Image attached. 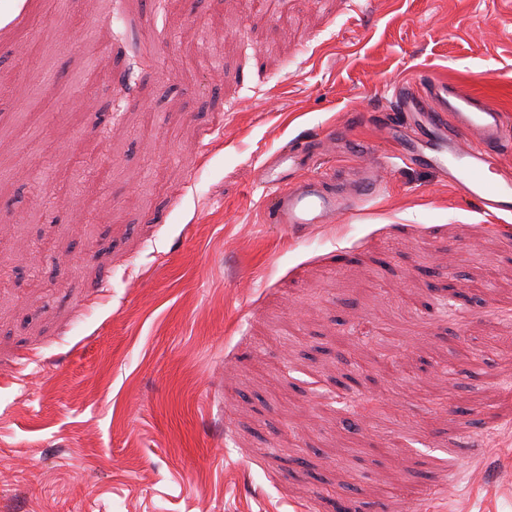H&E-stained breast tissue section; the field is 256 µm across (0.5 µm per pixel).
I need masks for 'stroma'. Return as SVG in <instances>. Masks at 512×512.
Returning <instances> with one entry per match:
<instances>
[{
	"mask_svg": "<svg viewBox=\"0 0 512 512\" xmlns=\"http://www.w3.org/2000/svg\"><path fill=\"white\" fill-rule=\"evenodd\" d=\"M110 9L0 0V512H512V214L403 164L292 230L261 184L395 151L429 74L512 122V0ZM335 143L336 148L341 146L351 153L366 154L368 152L367 145L356 139L350 130L345 127L328 129L325 132L323 146H327L334 151Z\"/></svg>",
	"mask_w": 512,
	"mask_h": 512,
	"instance_id": "35a3bbf8",
	"label": "stroma"
}]
</instances>
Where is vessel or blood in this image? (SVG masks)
<instances>
[{
  "label": "vessel or blood",
  "instance_id": "vessel-or-blood-1",
  "mask_svg": "<svg viewBox=\"0 0 512 512\" xmlns=\"http://www.w3.org/2000/svg\"><path fill=\"white\" fill-rule=\"evenodd\" d=\"M396 98V112L380 125L381 137L395 142L396 152L376 156L356 170L348 192L330 190L325 173L312 172L317 150L307 143L283 148L265 161L262 181L274 223L302 229L353 211L380 194L399 163L416 161L459 184L486 210L512 212V174L499 164L512 150V125L492 103L433 77L421 89L397 91ZM324 144L355 154L368 151L343 127L327 130ZM297 169L306 170V177L287 187Z\"/></svg>",
  "mask_w": 512,
  "mask_h": 512
}]
</instances>
